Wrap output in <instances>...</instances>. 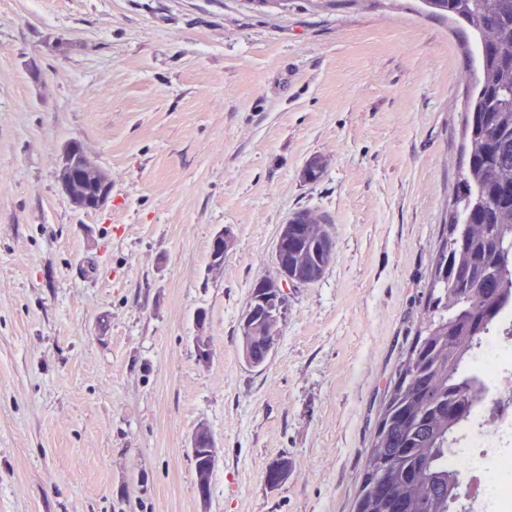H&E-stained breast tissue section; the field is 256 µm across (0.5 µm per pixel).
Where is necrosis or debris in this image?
I'll use <instances>...</instances> for the list:
<instances>
[{
	"instance_id": "4bbe7bcc",
	"label": "necrosis or debris",
	"mask_w": 512,
	"mask_h": 512,
	"mask_svg": "<svg viewBox=\"0 0 512 512\" xmlns=\"http://www.w3.org/2000/svg\"><path fill=\"white\" fill-rule=\"evenodd\" d=\"M473 365L492 394L477 409L478 430L446 462L468 476L471 512H512V329L502 328L481 346Z\"/></svg>"
}]
</instances>
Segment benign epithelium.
<instances>
[{"label":"benign epithelium","instance_id":"obj_1","mask_svg":"<svg viewBox=\"0 0 512 512\" xmlns=\"http://www.w3.org/2000/svg\"><path fill=\"white\" fill-rule=\"evenodd\" d=\"M93 174L98 178V188L90 193L82 189L81 182L85 176ZM57 180L62 192L70 203L78 210L97 211L104 207L112 195V179L107 177V172L91 160L81 150L68 146L64 149L57 170ZM275 258L280 269V277L276 288L282 299V305L288 304V289L297 285V279L288 274V231H283L276 244ZM209 430L203 423L193 431L190 439L191 451H196L202 438H207L209 447L206 448L209 467H214L218 460L214 439L208 437Z\"/></svg>","mask_w":512,"mask_h":512}]
</instances>
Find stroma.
Segmentation results:
<instances>
[{"label":"stroma","instance_id":"35a3bbf8","mask_svg":"<svg viewBox=\"0 0 512 512\" xmlns=\"http://www.w3.org/2000/svg\"><path fill=\"white\" fill-rule=\"evenodd\" d=\"M469 63L422 0H0V512H352L455 194ZM70 141L112 176L101 210L61 191ZM305 208L336 258L254 369L249 289ZM208 434H209V430H208L207 426L204 423L199 424L194 429V431L191 435L190 447H191V453H192V455H194L193 463H194L195 472L196 471H206L207 479L210 482V477H211L212 472H209V470H208V467H207L208 460L205 456L206 452L204 451L203 448L206 449L207 454H208L209 467H211V468L215 467L217 460H218V455H217V452L215 449L216 447H215L214 439L210 438V437L207 438L206 441L209 444V447L206 448V446L204 444H202L200 446V449L195 454V451L199 447L203 436L208 435ZM207 479L204 478L203 476L197 475L196 480H195L196 493H197V496L202 501H206L207 498L209 497L210 485L207 483Z\"/></svg>","mask_w":512,"mask_h":512}]
</instances>
